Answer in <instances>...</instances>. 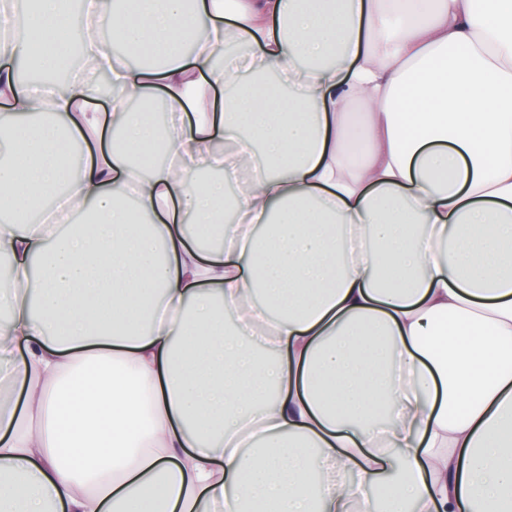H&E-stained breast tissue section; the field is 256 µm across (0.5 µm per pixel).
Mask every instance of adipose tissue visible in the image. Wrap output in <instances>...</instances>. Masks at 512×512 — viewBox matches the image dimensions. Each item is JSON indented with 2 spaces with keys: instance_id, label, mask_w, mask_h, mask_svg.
Instances as JSON below:
<instances>
[{
  "instance_id": "1",
  "label": "adipose tissue",
  "mask_w": 512,
  "mask_h": 512,
  "mask_svg": "<svg viewBox=\"0 0 512 512\" xmlns=\"http://www.w3.org/2000/svg\"><path fill=\"white\" fill-rule=\"evenodd\" d=\"M91 4L110 111L1 50L0 512H512V0Z\"/></svg>"
}]
</instances>
